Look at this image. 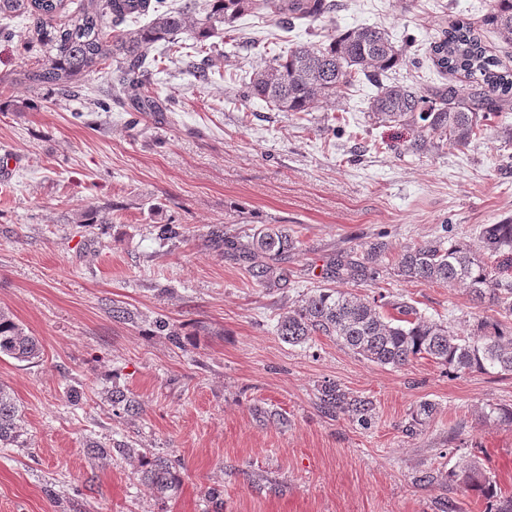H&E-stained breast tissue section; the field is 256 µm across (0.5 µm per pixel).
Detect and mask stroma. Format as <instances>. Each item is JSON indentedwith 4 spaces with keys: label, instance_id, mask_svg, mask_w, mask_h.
I'll return each instance as SVG.
<instances>
[{
    "label": "stroma",
    "instance_id": "stroma-1",
    "mask_svg": "<svg viewBox=\"0 0 512 512\" xmlns=\"http://www.w3.org/2000/svg\"><path fill=\"white\" fill-rule=\"evenodd\" d=\"M489 5L336 0L330 20L286 34L246 16L230 31L238 51L215 61L221 79L200 84L187 61L166 64L155 88L174 111L135 118L16 83L36 64L18 40L33 20L0 18L16 34L0 39V154L18 161L0 179V312L43 347L35 364L0 357L28 441L0 448V512H484L450 479L471 461L512 495V427L488 416L512 407V374H457L428 358L380 366L326 336L291 346L273 331L327 284L408 302L460 333L493 318L462 287L394 275L372 285L331 266L377 241L389 267L405 245L441 234L474 247L485 225L512 218V113L468 147L415 151L403 127L369 119L378 88L365 80L310 121L238 97L254 67L322 43L331 25L386 29L408 58L392 81L463 87L436 70L429 46L452 20L480 24ZM35 97L40 109L20 111ZM92 211L110 223H86ZM172 218L183 238L159 241L154 225ZM215 224L243 240L264 224L294 229L302 245L287 279L259 285L251 260L215 246ZM116 301L130 321L113 320ZM159 316L183 347L155 332ZM328 381L373 402L368 424L321 409ZM116 383L138 414L114 415ZM425 401L437 407L429 419ZM111 438L130 452H88ZM143 458L172 462L173 497L141 481Z\"/></svg>",
    "mask_w": 512,
    "mask_h": 512
}]
</instances>
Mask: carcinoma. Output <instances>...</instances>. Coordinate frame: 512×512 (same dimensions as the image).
Wrapping results in <instances>:
<instances>
[{"instance_id": "carcinoma-1", "label": "carcinoma", "mask_w": 512, "mask_h": 512, "mask_svg": "<svg viewBox=\"0 0 512 512\" xmlns=\"http://www.w3.org/2000/svg\"><path fill=\"white\" fill-rule=\"evenodd\" d=\"M65 0H0V16L29 15L34 19L30 41L43 52L34 69L20 74L33 89L49 87L63 97L94 81L100 65L111 68L108 88L99 91L92 104L101 112L111 103L123 101L136 112H171L172 102L152 92L156 58L163 47L175 58L183 49H193L200 63L190 66L196 81L208 84L216 72L212 56H227L217 39L224 27L239 18L263 13L283 31L296 20L320 21L334 10L329 0H183L175 7L163 0H88L72 12L68 22L56 18ZM153 19L134 29L124 27L141 16ZM483 25L512 44V0H491ZM193 40L188 45L183 36ZM406 54L389 33L378 26L332 30L319 46H298L257 66L246 83L245 94L278 112L310 115L319 101L334 103L355 82L365 79L378 84L369 105L377 123H395L409 128L410 147L416 151L446 141L467 147L493 116L512 112V69L486 54L470 24L458 21L432 43L430 58L442 73H464L474 79L470 92L453 87L438 88L425 95L404 83H384L383 77L405 61ZM161 241L184 236L183 225L168 222L155 225ZM443 234L425 244L406 245L395 264L397 275L409 281L462 285L472 300L496 309L498 318L477 323L474 332L463 335L448 326L422 316L407 302H393L398 316L380 311L378 299H367L339 288L322 287L300 300L277 320L275 333L290 345L305 343L316 335L336 338L364 359L381 365L402 367L417 358L458 371L512 373V220L488 224L479 236V252L466 243H448ZM210 236L230 248L240 247L250 257L267 262L253 270L258 283L272 286L284 277L279 267L289 253L299 249L300 240L286 224L263 225L249 235L248 244L237 245V237L216 227ZM383 243L375 242L366 252L371 267L350 259L337 260V270L356 273L368 270L367 279L376 282L388 274L382 261ZM157 332L180 344L175 325L160 316ZM18 362L36 363L42 358L39 341L25 328L0 313V356ZM321 405L333 413L366 416L371 402L344 391L334 383L321 386ZM112 408L134 415L138 401L125 390L112 388ZM21 414L11 394L0 385V447L26 444ZM460 487L485 502V512H512V496L498 493L497 483L477 464L461 473H451ZM141 480L157 495L169 496L178 489L173 464L165 459L141 461Z\"/></svg>"}]
</instances>
